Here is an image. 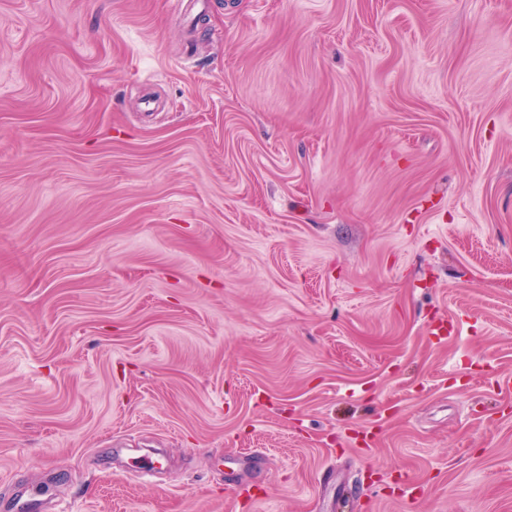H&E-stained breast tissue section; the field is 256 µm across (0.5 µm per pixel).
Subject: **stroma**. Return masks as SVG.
Segmentation results:
<instances>
[{
	"mask_svg": "<svg viewBox=\"0 0 512 512\" xmlns=\"http://www.w3.org/2000/svg\"><path fill=\"white\" fill-rule=\"evenodd\" d=\"M20 499L512 512V0H0Z\"/></svg>",
	"mask_w": 512,
	"mask_h": 512,
	"instance_id": "stroma-1",
	"label": "stroma"
}]
</instances>
